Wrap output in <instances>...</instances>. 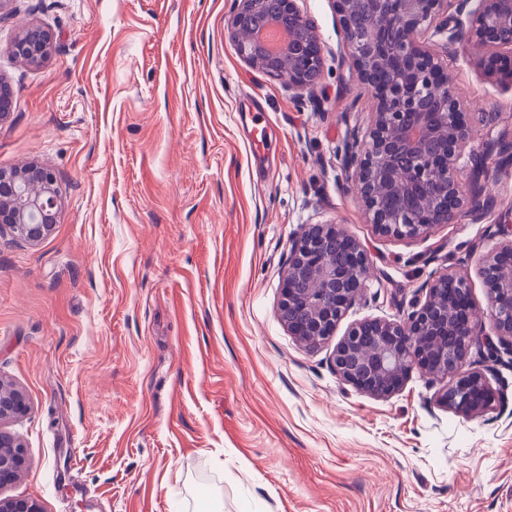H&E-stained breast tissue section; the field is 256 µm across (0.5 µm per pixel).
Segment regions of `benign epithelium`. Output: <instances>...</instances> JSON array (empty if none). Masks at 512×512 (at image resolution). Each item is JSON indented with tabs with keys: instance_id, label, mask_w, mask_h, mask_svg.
<instances>
[{
	"instance_id": "1",
	"label": "benign epithelium",
	"mask_w": 512,
	"mask_h": 512,
	"mask_svg": "<svg viewBox=\"0 0 512 512\" xmlns=\"http://www.w3.org/2000/svg\"><path fill=\"white\" fill-rule=\"evenodd\" d=\"M370 0L373 28L354 24L359 0H336L344 56L358 69L374 100L366 129L354 130L344 165L365 207L367 221L386 235L417 238L456 221L457 176L470 160L467 102L454 89L438 50L457 41L477 46L488 74L512 86V0ZM228 33L251 67L288 83L309 87L322 67L319 41L297 0H233ZM268 24L288 34L277 53L258 39ZM50 37L24 26L14 55L40 62ZM56 176L24 165L0 171V224L20 239L38 242L57 223ZM481 266L487 313L495 336L482 333L484 312L470 301L465 279L446 269L394 318L352 324L336 344L333 364L341 380L376 398L404 386L414 370L443 383L439 400L448 410L475 415L490 410L495 392L470 355L498 363L512 354V225H502ZM367 251L337 224H310L294 240L283 275L279 313L288 332L307 347L329 341L371 276ZM28 410L24 391L0 376V487L20 478L28 459L20 436L4 422ZM0 512H43L37 500L0 497Z\"/></svg>"
}]
</instances>
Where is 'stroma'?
I'll return each instance as SVG.
<instances>
[{"label": "stroma", "instance_id": "stroma-1", "mask_svg": "<svg viewBox=\"0 0 512 512\" xmlns=\"http://www.w3.org/2000/svg\"><path fill=\"white\" fill-rule=\"evenodd\" d=\"M0 15V170L54 171L59 217L38 243L0 231V376L30 467L0 495L45 512H512V365L495 408L465 416L413 372L379 399L290 336L278 303L293 239L342 225L374 274L339 323L392 317L443 269L486 304L479 263L512 225V88L449 45L470 103L455 223L403 240L368 224L343 148L372 99L339 55L334 0H299L322 45L307 90L250 67L232 0H16ZM46 58L12 52L20 23ZM258 103L275 154L250 158L238 119ZM485 190L472 204L474 183Z\"/></svg>", "mask_w": 512, "mask_h": 512}]
</instances>
